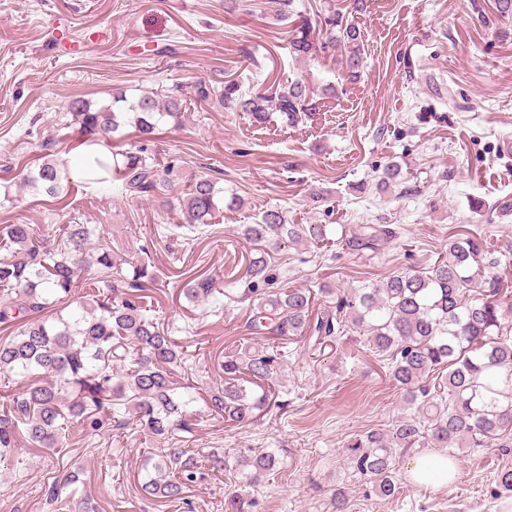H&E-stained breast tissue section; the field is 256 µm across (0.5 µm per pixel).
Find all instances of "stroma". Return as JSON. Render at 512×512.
Listing matches in <instances>:
<instances>
[{"instance_id": "obj_1", "label": "stroma", "mask_w": 512, "mask_h": 512, "mask_svg": "<svg viewBox=\"0 0 512 512\" xmlns=\"http://www.w3.org/2000/svg\"><path fill=\"white\" fill-rule=\"evenodd\" d=\"M281 0H0V180L13 203L0 207V224L39 225L54 246L59 225L78 222L95 231L132 264L151 266L160 282L156 310L187 355L175 382L203 389L224 383L218 359L242 336L250 310L240 276L253 246L237 235L269 209L302 224H394L401 237L378 252L358 255L340 243L324 248L271 250L280 288H350L394 272L421 271L457 231L480 234L512 261V21L484 23L494 0H366L353 22L364 33L357 79L344 77L336 58H292ZM98 37L83 53H57L61 31ZM304 78L317 109L294 124L273 114L263 127L219 98L225 79L251 92L265 79ZM204 81L217 95L190 108L181 128L163 130L157 147L178 171L175 195L193 178L215 173L242 209L224 210L206 235L180 227L178 208L158 199L119 197L87 187L72 169L69 190L50 203L12 185L13 172L35 167L45 138L59 156L81 152L66 104L82 95L106 103L113 93L180 86L193 98ZM390 162L402 168L398 186L377 189ZM323 198H309V188ZM234 281L223 309L202 311L178 296L186 271ZM284 408H271L235 427L202 417L185 443L202 461L181 499L158 502L144 494L140 473L152 441L135 427L109 429L68 441L51 452L24 446L0 462V512H69L47 504L45 489L64 468L77 469L78 493L95 512H224L231 473L212 468L214 452L278 451L286 465L245 490L248 512H331L343 487L349 512H512V494L495 477L512 467V447L458 452L456 478L434 487L407 480L389 499L350 478L342 444L349 436L391 428L409 413L380 361L348 337L324 352L291 356L282 369Z\"/></svg>"}]
</instances>
